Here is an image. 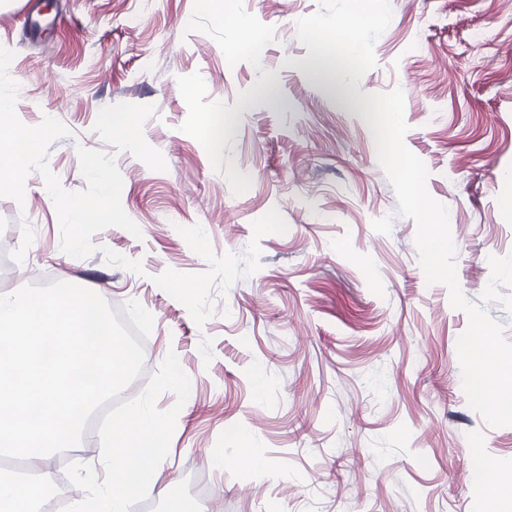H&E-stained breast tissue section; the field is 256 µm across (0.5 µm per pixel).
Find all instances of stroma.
<instances>
[{
  "label": "stroma",
  "instance_id": "1",
  "mask_svg": "<svg viewBox=\"0 0 512 512\" xmlns=\"http://www.w3.org/2000/svg\"><path fill=\"white\" fill-rule=\"evenodd\" d=\"M27 2L0 0L17 116L72 130L48 155L66 190L86 187L78 146L112 154L142 235L111 227L91 255L63 253L30 174L23 203L0 198L20 267L0 294L75 283L145 332L150 376L125 403L149 405L165 446L129 512L176 498L200 512H484L476 473L512 471V426L468 405V317L425 281L362 103L403 90L404 142L448 208L459 285L477 299L489 257L512 254V0H389L340 90L300 60L311 25L343 20L349 0H235L257 30L238 56L239 32L202 0H52L35 36ZM272 79L273 103L258 94ZM131 113L133 147L112 135ZM99 435L87 426L47 457L75 497L112 480Z\"/></svg>",
  "mask_w": 512,
  "mask_h": 512
}]
</instances>
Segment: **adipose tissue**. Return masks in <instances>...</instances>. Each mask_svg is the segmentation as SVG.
I'll list each match as a JSON object with an SVG mask.
<instances>
[{"label": "adipose tissue", "mask_w": 512, "mask_h": 512, "mask_svg": "<svg viewBox=\"0 0 512 512\" xmlns=\"http://www.w3.org/2000/svg\"><path fill=\"white\" fill-rule=\"evenodd\" d=\"M386 9V0H350L348 17L340 23H315L311 40L315 54L305 65L316 77L341 87L347 60L357 51L375 16ZM112 439V485L106 496L77 501L74 512H125L127 499L150 491L156 483L157 465L164 441V426L141 406H130Z\"/></svg>", "instance_id": "1"}]
</instances>
